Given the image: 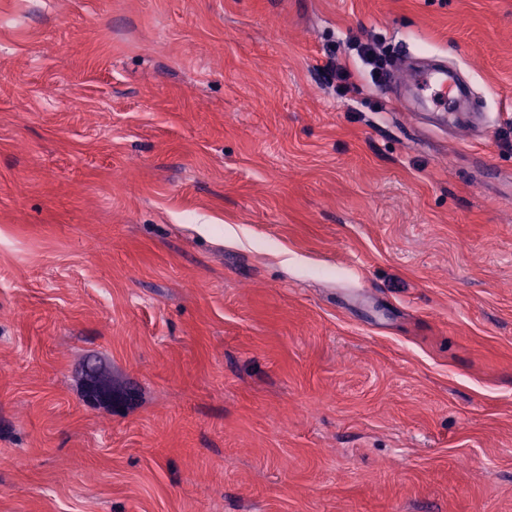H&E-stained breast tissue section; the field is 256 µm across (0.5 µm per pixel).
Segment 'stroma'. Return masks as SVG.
<instances>
[{
  "label": "stroma",
  "instance_id": "35a3bbf8",
  "mask_svg": "<svg viewBox=\"0 0 512 512\" xmlns=\"http://www.w3.org/2000/svg\"><path fill=\"white\" fill-rule=\"evenodd\" d=\"M0 512H512V0H0ZM418 97L432 112H441L443 124L455 122V111L468 92L460 83L457 70L447 64L434 63L414 77ZM431 91L430 94L427 92ZM451 94L452 96H448Z\"/></svg>",
  "mask_w": 512,
  "mask_h": 512
}]
</instances>
